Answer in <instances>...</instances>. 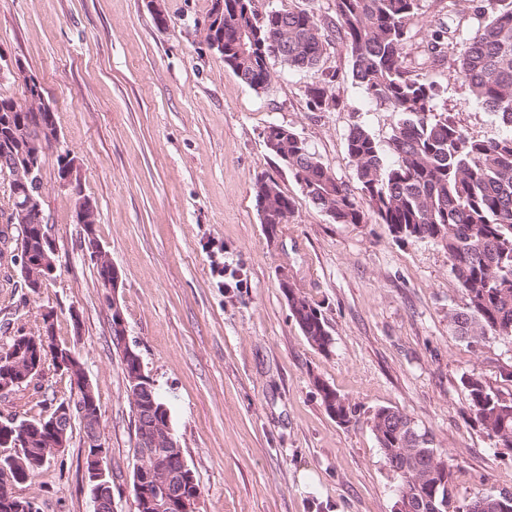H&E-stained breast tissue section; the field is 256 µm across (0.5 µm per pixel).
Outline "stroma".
Masks as SVG:
<instances>
[{"instance_id": "obj_1", "label": "stroma", "mask_w": 512, "mask_h": 512, "mask_svg": "<svg viewBox=\"0 0 512 512\" xmlns=\"http://www.w3.org/2000/svg\"><path fill=\"white\" fill-rule=\"evenodd\" d=\"M0 0V95L24 99L35 76L61 141L80 160L79 189L58 188L44 168L43 209L59 249L55 280L23 294L0 271V352L36 331L42 308L57 313L55 338L78 353L100 398L114 512H135L133 404L112 345L111 311L81 245L77 196L97 207L98 242L119 269L127 342L171 415V429L202 491L197 512H393L395 480L371 427L392 407L430 429L459 500L512 492V450L493 447L468 410L463 375L512 390V344L471 346L451 332L462 294L448 253L432 241L398 240L375 218L338 224L309 204L262 133L287 126L336 177L359 190L347 136L355 124L387 141L396 116L370 103L352 79L350 49L331 38L313 70L272 63L252 89L203 42L211 0ZM480 18L473 0H418L407 22L411 75L435 81L441 107L472 137L504 129L476 105L458 54ZM454 32L441 61L425 38ZM326 82L328 111L313 110L312 84ZM275 179L294 213L268 237L253 184ZM226 248L243 285L210 273L209 243ZM316 303L332 338L312 347L292 318L281 276ZM327 384L352 409L331 416ZM53 366L26 389L0 396V416L32 417L68 396ZM84 432L16 491L40 512H95L85 479Z\"/></svg>"}]
</instances>
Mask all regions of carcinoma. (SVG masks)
<instances>
[{
  "mask_svg": "<svg viewBox=\"0 0 512 512\" xmlns=\"http://www.w3.org/2000/svg\"><path fill=\"white\" fill-rule=\"evenodd\" d=\"M417 0H335L336 33L350 48L352 77L369 101L399 116L382 145L363 125L354 126L347 150L355 164L369 209L396 238L429 240L448 251L450 273L463 304L450 313L453 332L469 344L501 337L512 344V0H483L487 16L459 54V73L472 97L498 115L505 132L497 139L469 137L446 110L438 107L433 81L410 75L405 66L407 21ZM224 64L257 89L271 79L274 58L293 70H311L321 61L329 36L312 12L270 11L262 16L251 0H224ZM449 30L432 32L428 48L435 57L448 48ZM281 51L271 56L273 44ZM310 104L327 108L322 84L308 88ZM56 130L54 114L35 113L29 101L0 96V173L11 174L24 136L39 128ZM271 135L288 152V171L301 179L307 201L337 224H363L366 212L349 185L329 172L304 139L272 123ZM255 202L266 197L261 223L277 233L295 210V201L266 177L254 183ZM21 203L9 188L0 210V261L16 265L23 255L14 243L13 210ZM288 306L307 342L326 350L330 333L317 306L288 289ZM475 421L497 448H512V391L493 389L477 373L461 378ZM326 410L348 423L344 397L321 385ZM372 431L386 465L394 473L395 495L410 499L413 512H467L456 499L448 462L438 453L433 433L410 417L381 407L371 417ZM44 441L27 450L9 471L26 481L43 466ZM471 501L488 504L484 512H512V493H477Z\"/></svg>",
  "mask_w": 512,
  "mask_h": 512,
  "instance_id": "obj_1",
  "label": "carcinoma"
}]
</instances>
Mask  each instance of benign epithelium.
<instances>
[{"label":"benign epithelium","instance_id":"benign-epithelium-1","mask_svg":"<svg viewBox=\"0 0 512 512\" xmlns=\"http://www.w3.org/2000/svg\"><path fill=\"white\" fill-rule=\"evenodd\" d=\"M80 163L72 161L61 177L57 178L60 188L77 189ZM17 193L25 200L19 205L15 216L25 224L26 235L31 237L35 246L28 248L26 261L22 269V278L34 295H39L54 280L57 271L58 249L47 225L40 199L43 198L44 179L40 150L31 151L27 161L13 167L11 176ZM97 211L93 204L83 197L77 198V223L83 227V249L96 265L106 272L105 288L110 292L112 319V343L125 357L135 352L127 343L126 322L117 299L121 275L112 263L109 254L100 246L92 233ZM56 313L45 308L40 313V340L47 353L58 356L57 362L68 368L65 376L70 378L72 394L61 405L50 410L49 418L44 419L31 431L40 435L53 445L51 453H57L65 447L68 431L74 420L84 426L86 447L92 449L91 465L85 471L92 499L96 509L112 506V482L108 467V448L103 442L99 426V413L94 411L97 405L95 387L86 371L75 369L79 360L71 348L47 346V336L55 325ZM10 368L0 371V395L10 394L22 387L27 376L19 373L23 369L22 352L10 350L8 354ZM152 378L146 376L143 366H137V372L130 379L128 387L133 405L144 403L142 394L149 390ZM172 439L170 429L160 421L143 426L135 437V455L137 464L133 481L137 498L147 512H196L198 498L185 494V488L195 481L194 474L187 464L179 469V480L171 473L170 458L161 451L162 445Z\"/></svg>","mask_w":512,"mask_h":512}]
</instances>
